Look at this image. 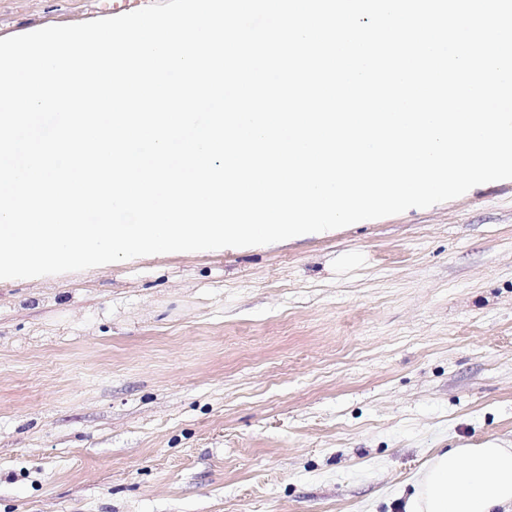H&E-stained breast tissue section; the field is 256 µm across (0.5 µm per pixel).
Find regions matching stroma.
Instances as JSON below:
<instances>
[{
    "label": "stroma",
    "mask_w": 512,
    "mask_h": 512,
    "mask_svg": "<svg viewBox=\"0 0 512 512\" xmlns=\"http://www.w3.org/2000/svg\"><path fill=\"white\" fill-rule=\"evenodd\" d=\"M0 0V38L105 18ZM512 448V193L0 283V512H404Z\"/></svg>",
    "instance_id": "obj_1"
}]
</instances>
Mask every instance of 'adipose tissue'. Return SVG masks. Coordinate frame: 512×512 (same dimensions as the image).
Wrapping results in <instances>:
<instances>
[{
	"label": "adipose tissue",
	"instance_id": "obj_1",
	"mask_svg": "<svg viewBox=\"0 0 512 512\" xmlns=\"http://www.w3.org/2000/svg\"><path fill=\"white\" fill-rule=\"evenodd\" d=\"M512 505V448L486 442L436 454L418 474L406 512H495Z\"/></svg>",
	"mask_w": 512,
	"mask_h": 512
}]
</instances>
